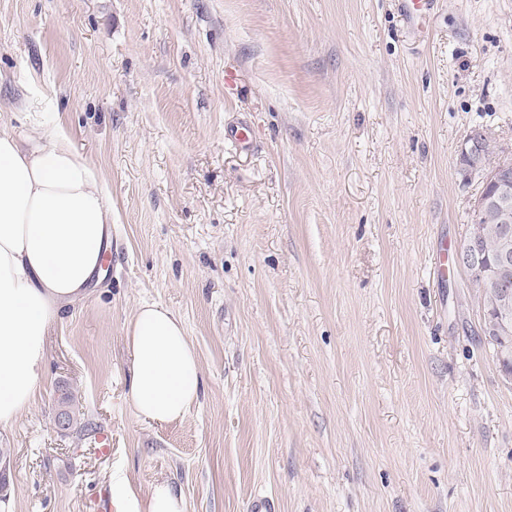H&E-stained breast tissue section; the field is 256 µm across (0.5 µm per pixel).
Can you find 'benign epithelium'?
<instances>
[{"label":"benign epithelium","instance_id":"obj_1","mask_svg":"<svg viewBox=\"0 0 512 512\" xmlns=\"http://www.w3.org/2000/svg\"><path fill=\"white\" fill-rule=\"evenodd\" d=\"M500 150L492 135L477 129L466 140L459 154V165L467 175H480L484 185L493 186L489 197L478 196L472 206V219L480 218L489 206L501 211L512 208V161L499 157ZM457 264L467 272H485L488 281L484 291L489 296V312L483 314L486 323L485 337L493 339L508 331L512 324V290L502 286L504 275L512 267V240L502 241L497 260L485 264L480 250V233L476 225L469 227V233L456 255ZM495 356L506 378L512 380V349L503 345L495 346Z\"/></svg>","mask_w":512,"mask_h":512}]
</instances>
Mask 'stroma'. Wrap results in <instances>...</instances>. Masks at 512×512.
Returning <instances> with one entry per match:
<instances>
[{
    "label": "stroma",
    "instance_id": "stroma-1",
    "mask_svg": "<svg viewBox=\"0 0 512 512\" xmlns=\"http://www.w3.org/2000/svg\"><path fill=\"white\" fill-rule=\"evenodd\" d=\"M0 124L65 136L112 206L111 267L0 428L13 512H113L116 470L186 512H512V381L436 268L482 187L464 140L512 152V0H0ZM143 302L202 369L169 424L129 398Z\"/></svg>",
    "mask_w": 512,
    "mask_h": 512
}]
</instances>
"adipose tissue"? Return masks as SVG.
Segmentation results:
<instances>
[{"mask_svg":"<svg viewBox=\"0 0 512 512\" xmlns=\"http://www.w3.org/2000/svg\"><path fill=\"white\" fill-rule=\"evenodd\" d=\"M112 209L95 168L58 133L24 137L0 128V427L13 425L42 384L46 336L61 310L101 270ZM130 400L150 424L184 418L202 370L182 321L159 304L136 308L126 327ZM114 512H185L166 482L139 494L111 482Z\"/></svg>","mask_w":512,"mask_h":512,"instance_id":"obj_1","label":"adipose tissue"}]
</instances>
